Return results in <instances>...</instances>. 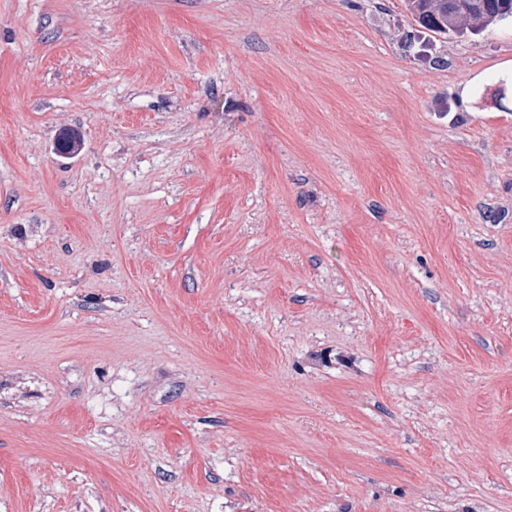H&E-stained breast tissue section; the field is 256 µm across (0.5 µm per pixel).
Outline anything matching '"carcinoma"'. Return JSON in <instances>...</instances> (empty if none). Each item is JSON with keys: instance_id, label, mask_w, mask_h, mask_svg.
I'll return each mask as SVG.
<instances>
[{"instance_id": "cac0c4a2", "label": "carcinoma", "mask_w": 512, "mask_h": 512, "mask_svg": "<svg viewBox=\"0 0 512 512\" xmlns=\"http://www.w3.org/2000/svg\"><path fill=\"white\" fill-rule=\"evenodd\" d=\"M413 21L433 34L478 35L512 20V0H406Z\"/></svg>"}]
</instances>
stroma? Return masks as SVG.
<instances>
[{"label":"stroma","instance_id":"1","mask_svg":"<svg viewBox=\"0 0 512 512\" xmlns=\"http://www.w3.org/2000/svg\"><path fill=\"white\" fill-rule=\"evenodd\" d=\"M0 512H512V22L0 0Z\"/></svg>","mask_w":512,"mask_h":512}]
</instances>
